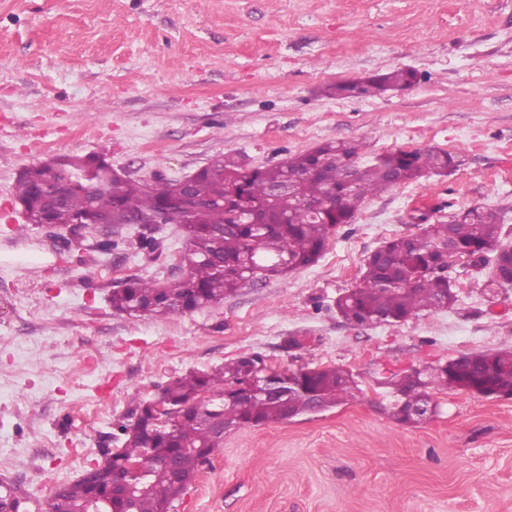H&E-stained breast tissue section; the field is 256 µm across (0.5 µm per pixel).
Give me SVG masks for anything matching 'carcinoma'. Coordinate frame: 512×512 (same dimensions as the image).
Instances as JSON below:
<instances>
[{
    "label": "carcinoma",
    "mask_w": 512,
    "mask_h": 512,
    "mask_svg": "<svg viewBox=\"0 0 512 512\" xmlns=\"http://www.w3.org/2000/svg\"><path fill=\"white\" fill-rule=\"evenodd\" d=\"M415 80L413 71L395 69L338 82L328 91L339 98L378 97ZM360 149L356 142L329 141L265 167L222 154L197 172L188 191L158 177L115 175L108 180L110 164L104 158L61 156L24 170L15 200L34 224L80 232L188 208V223L182 225L186 271L163 284L128 277L110 298L113 310L131 318L175 317L220 304L247 285L314 265L366 197L426 173L452 171L460 163L446 151L396 149L362 164ZM307 201L318 204V210L305 211ZM250 210L259 223L249 222ZM154 231L153 224L141 225L138 249L155 250ZM501 231L499 212L471 207L448 222L423 225L417 235L388 239L365 259L362 286L339 297L336 308L353 325H393L423 310L451 308L457 294L450 293L448 244L472 255L483 246H499ZM255 376L254 364L239 356L171 381L162 390L163 401L177 413L169 429L155 425L151 404L134 400L115 435L117 452L107 450L104 464L91 465L78 479L59 485L49 509L88 512L91 501L104 499L109 512H168L221 445L208 418L222 417L239 428L279 423L288 413L296 417L316 406L339 405L357 388L350 371L323 366L280 379L279 388L288 391L285 400L271 394L224 397L227 388ZM387 385L407 401L427 402L432 392L448 389L512 393V351H480L444 365L404 370ZM153 455L168 462L149 465L146 488L132 501H112V477L123 463L148 462Z\"/></svg>",
    "instance_id": "carcinoma-1"
}]
</instances>
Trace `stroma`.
Returning <instances> with one entry per match:
<instances>
[{"mask_svg": "<svg viewBox=\"0 0 512 512\" xmlns=\"http://www.w3.org/2000/svg\"><path fill=\"white\" fill-rule=\"evenodd\" d=\"M408 68L413 85L336 98L326 85ZM367 155L459 156L368 197L312 266L179 317L132 318L109 298L122 275H180V225L154 253L130 226L62 241L26 223L21 171L99 154L133 180H179L220 154L275 164L321 143ZM473 205L512 245V0H0V484L24 512L103 462L133 399L257 352L281 370L336 365L358 388L340 406L227 432L171 512H512V397L440 391L436 414L393 419L383 378L512 350V288L451 272L453 308L352 325L337 297L365 258Z\"/></svg>", "mask_w": 512, "mask_h": 512, "instance_id": "1", "label": "stroma"}]
</instances>
